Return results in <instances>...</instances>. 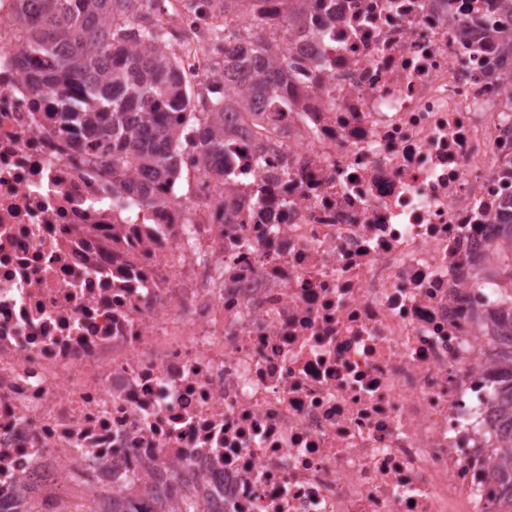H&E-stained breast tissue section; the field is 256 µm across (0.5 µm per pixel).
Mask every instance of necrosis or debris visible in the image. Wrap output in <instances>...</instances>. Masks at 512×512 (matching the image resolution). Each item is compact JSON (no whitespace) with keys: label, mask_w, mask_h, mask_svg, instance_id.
I'll return each instance as SVG.
<instances>
[{"label":"necrosis or debris","mask_w":512,"mask_h":512,"mask_svg":"<svg viewBox=\"0 0 512 512\" xmlns=\"http://www.w3.org/2000/svg\"><path fill=\"white\" fill-rule=\"evenodd\" d=\"M288 111L150 210L62 135L0 0V502L183 483L224 512H497L512 16L336 0ZM240 200L232 223L224 203Z\"/></svg>","instance_id":"necrosis-or-debris-1"}]
</instances>
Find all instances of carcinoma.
Returning <instances> with one entry per match:
<instances>
[{"label": "carcinoma", "instance_id": "cac0c4a2", "mask_svg": "<svg viewBox=\"0 0 512 512\" xmlns=\"http://www.w3.org/2000/svg\"><path fill=\"white\" fill-rule=\"evenodd\" d=\"M151 0H19L27 51L17 58L34 95L56 91L60 110L49 119L66 135L94 141L112 159V191L146 208L164 204L181 176L179 158L199 152L209 171L224 174L228 112H278L298 72L295 45L315 41L311 16L327 0H183L187 14L224 16L187 35L200 50L224 56V80L205 94L188 84L182 57L167 50L171 30L149 13ZM493 275L512 291V223L504 225ZM496 335L512 337V302L491 317ZM494 399L502 425L491 466L501 487L499 512H512V350L504 353ZM84 512H139L128 496ZM159 512H213L194 496L166 500Z\"/></svg>", "mask_w": 512, "mask_h": 512}]
</instances>
